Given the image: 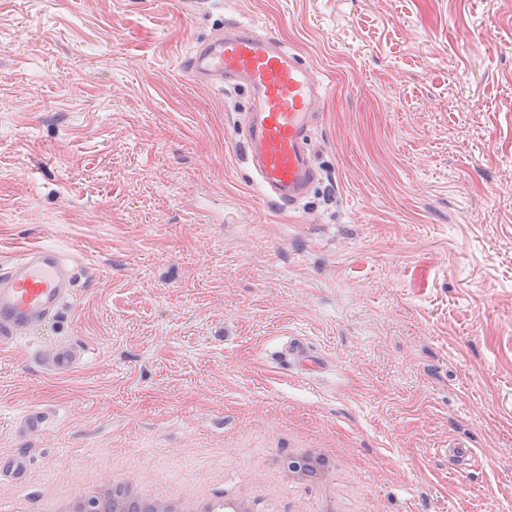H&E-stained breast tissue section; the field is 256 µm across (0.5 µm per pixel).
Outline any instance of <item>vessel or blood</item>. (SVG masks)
Returning a JSON list of instances; mask_svg holds the SVG:
<instances>
[{
	"instance_id": "b4317fda",
	"label": "vessel or blood",
	"mask_w": 512,
	"mask_h": 512,
	"mask_svg": "<svg viewBox=\"0 0 512 512\" xmlns=\"http://www.w3.org/2000/svg\"><path fill=\"white\" fill-rule=\"evenodd\" d=\"M196 82L242 91L249 100L243 115L244 148L249 166L273 208L292 212L320 181L312 138L320 121L318 106L329 85L282 38L258 34L246 22L225 27L221 36L195 45L181 62ZM76 267L52 247L0 259V347L38 334L69 302ZM89 349L81 342L55 350L49 370L67 374L83 366ZM280 361L310 372L324 359L308 344L291 339ZM477 453L461 440L448 442V467L467 472Z\"/></svg>"
}]
</instances>
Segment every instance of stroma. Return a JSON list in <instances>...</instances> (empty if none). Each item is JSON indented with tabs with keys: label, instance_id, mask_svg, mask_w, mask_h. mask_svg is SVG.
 Returning a JSON list of instances; mask_svg holds the SVG:
<instances>
[{
	"label": "stroma",
	"instance_id": "stroma-1",
	"mask_svg": "<svg viewBox=\"0 0 512 512\" xmlns=\"http://www.w3.org/2000/svg\"><path fill=\"white\" fill-rule=\"evenodd\" d=\"M234 21L333 84L293 213L246 96L180 67ZM35 245L78 282L0 349V455L30 459L0 502L136 472L313 512L256 474L274 443L335 451L351 512H512V0H0V251ZM292 336L322 369L277 363ZM70 342L89 362L46 374ZM452 439L482 456L463 478Z\"/></svg>",
	"mask_w": 512,
	"mask_h": 512
}]
</instances>
